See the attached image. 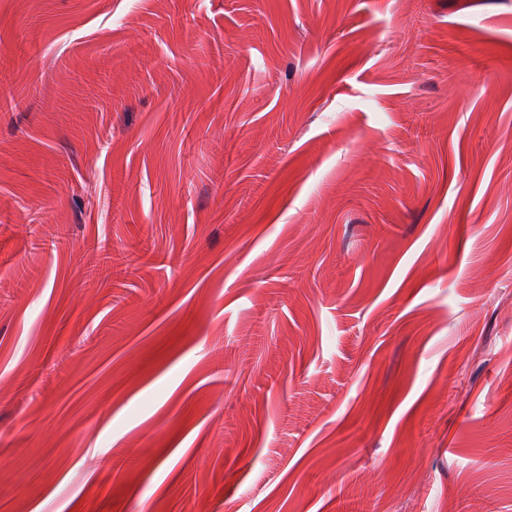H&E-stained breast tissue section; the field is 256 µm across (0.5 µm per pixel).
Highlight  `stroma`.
Instances as JSON below:
<instances>
[{"label": "stroma", "mask_w": 512, "mask_h": 512, "mask_svg": "<svg viewBox=\"0 0 512 512\" xmlns=\"http://www.w3.org/2000/svg\"><path fill=\"white\" fill-rule=\"evenodd\" d=\"M0 512H512V0H0Z\"/></svg>", "instance_id": "obj_1"}]
</instances>
